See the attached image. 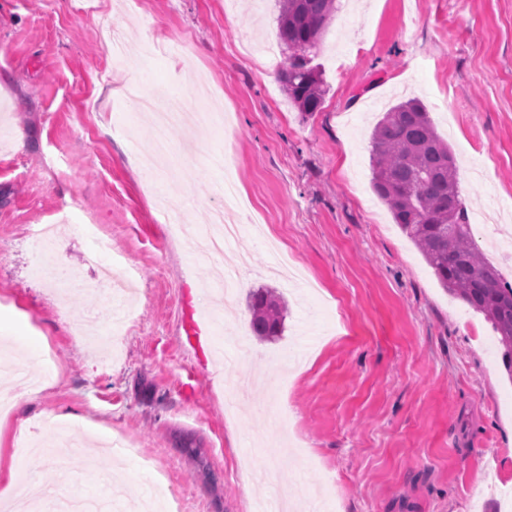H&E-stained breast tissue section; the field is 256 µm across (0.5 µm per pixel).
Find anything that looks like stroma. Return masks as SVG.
I'll return each mask as SVG.
<instances>
[{
	"mask_svg": "<svg viewBox=\"0 0 512 512\" xmlns=\"http://www.w3.org/2000/svg\"><path fill=\"white\" fill-rule=\"evenodd\" d=\"M276 0H0V316L30 337L23 363L43 383L0 374L14 391L0 419V470L66 493L111 472L119 512H141L151 455L169 468L166 499L183 512H246L280 487L309 512L324 495L346 512H507L488 483L512 488V376L491 323L450 296L371 187L370 131L415 97L459 163L470 215L509 204L512 225V0H341L312 63L326 88L304 115L266 68L281 70ZM224 105L234 134L196 127L160 198L138 156L152 113L126 91L197 96ZM223 153L246 207L225 213L246 257L231 299L205 285L215 265L195 240L224 183ZM165 204L187 231L156 223ZM80 207L95 225L57 221ZM34 224L55 227V261L74 273L68 296L39 272ZM108 235L138 270L143 304H117L89 264ZM272 288L287 306L281 336L250 328L248 297ZM55 343L54 373L40 353ZM265 375L234 416L224 397ZM83 439L121 435L137 451L62 449L35 470L19 445L53 424ZM203 448L212 477L182 453Z\"/></svg>",
	"mask_w": 512,
	"mask_h": 512,
	"instance_id": "stroma-1",
	"label": "stroma"
}]
</instances>
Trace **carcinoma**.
<instances>
[{
	"label": "carcinoma",
	"instance_id": "cac0c4a2",
	"mask_svg": "<svg viewBox=\"0 0 512 512\" xmlns=\"http://www.w3.org/2000/svg\"><path fill=\"white\" fill-rule=\"evenodd\" d=\"M278 36L288 50V73L279 81L298 111L321 109L325 88L309 54L336 12V0H277ZM372 189L394 223L420 250L440 285L482 313L492 324L512 374V284L475 247L460 199L454 154L426 107L416 99L384 112L371 137ZM251 329L257 336L281 334L285 305L270 288L250 292Z\"/></svg>",
	"mask_w": 512,
	"mask_h": 512
}]
</instances>
